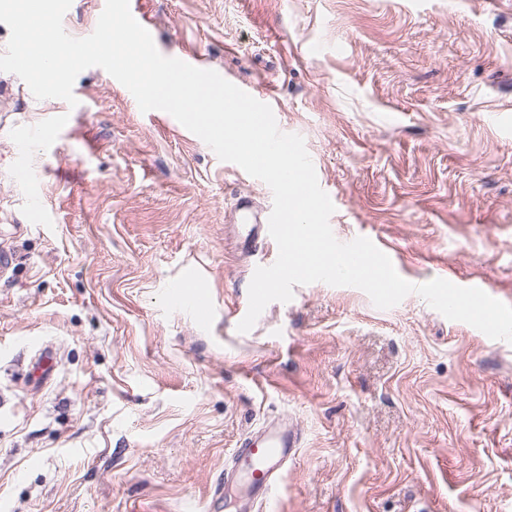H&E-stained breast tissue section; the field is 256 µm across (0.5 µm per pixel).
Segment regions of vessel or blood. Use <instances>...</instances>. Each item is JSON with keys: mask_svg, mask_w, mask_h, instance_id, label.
Instances as JSON below:
<instances>
[{"mask_svg": "<svg viewBox=\"0 0 512 512\" xmlns=\"http://www.w3.org/2000/svg\"><path fill=\"white\" fill-rule=\"evenodd\" d=\"M235 217L248 235L267 234V210L258 208L251 195L240 194L235 205ZM172 302L184 305L198 324H206L212 318L213 306L208 298L197 296L186 281H176L169 290ZM298 446L293 429L266 426L243 437L235 449L232 460L236 471L248 478L252 504L267 502L276 479L275 473L291 458Z\"/></svg>", "mask_w": 512, "mask_h": 512, "instance_id": "vessel-or-blood-1", "label": "vessel or blood"}]
</instances>
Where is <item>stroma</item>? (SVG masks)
<instances>
[{"label": "stroma", "instance_id": "1", "mask_svg": "<svg viewBox=\"0 0 512 512\" xmlns=\"http://www.w3.org/2000/svg\"><path fill=\"white\" fill-rule=\"evenodd\" d=\"M140 4L162 55L274 93L336 238L512 305V0ZM73 93L0 72V512H208L238 440L281 419L299 447L262 512H512L511 343L322 282L238 332L277 245L240 247L232 207L270 188L102 68ZM189 274L204 326L168 301Z\"/></svg>", "mask_w": 512, "mask_h": 512}]
</instances>
